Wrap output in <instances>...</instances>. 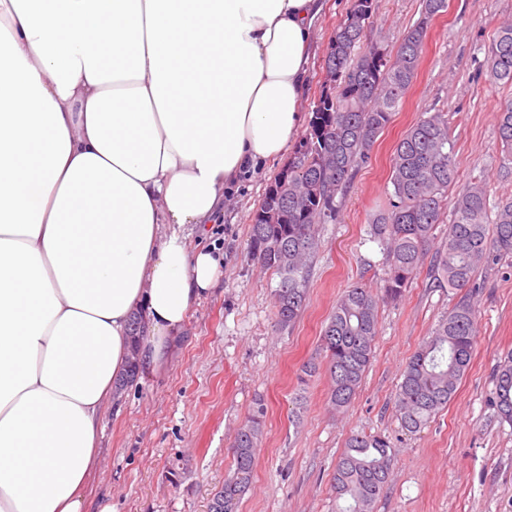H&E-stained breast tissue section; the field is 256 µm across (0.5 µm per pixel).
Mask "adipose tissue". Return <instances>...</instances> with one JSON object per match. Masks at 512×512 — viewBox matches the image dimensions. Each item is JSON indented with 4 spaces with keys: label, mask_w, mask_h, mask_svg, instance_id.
Returning <instances> with one entry per match:
<instances>
[{
    "label": "adipose tissue",
    "mask_w": 512,
    "mask_h": 512,
    "mask_svg": "<svg viewBox=\"0 0 512 512\" xmlns=\"http://www.w3.org/2000/svg\"><path fill=\"white\" fill-rule=\"evenodd\" d=\"M321 0H0V512H88L129 354L220 259L185 224L300 132Z\"/></svg>",
    "instance_id": "1"
}]
</instances>
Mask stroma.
Wrapping results in <instances>:
<instances>
[{"mask_svg": "<svg viewBox=\"0 0 512 512\" xmlns=\"http://www.w3.org/2000/svg\"><path fill=\"white\" fill-rule=\"evenodd\" d=\"M348 0H325L315 25L305 107L322 84V59ZM373 32L398 44L420 16L422 0H374ZM512 22V0H448L432 22L419 74L371 161L354 176L336 221L320 227L309 300L295 324L279 330L272 291L278 277L249 256L252 217L286 159L244 177L224 202L221 224L188 225L193 244L223 258L220 279L191 311L181 336L154 370L140 371L102 410L99 465L85 498L115 512H208L233 468L230 448L255 397L267 417L254 483L241 512H336L330 481L347 438L388 436L392 475L374 512H512V425L489 399L497 360L512 349V257H495L474 282L477 345L448 406L420 432L403 430L394 397L419 343L461 298L436 288L421 269L404 297L381 305L374 356L352 405L332 413L328 383L299 385L301 366L319 354L337 298L356 282L383 284V255L366 233L388 204L389 160L403 132L427 109L447 112L457 179L449 190L486 182L492 198H512V157L497 139L498 110L512 85L488 79L485 49ZM303 397L300 421L290 412Z\"/></svg>", "mask_w": 512, "mask_h": 512, "instance_id": "1", "label": "stroma"}]
</instances>
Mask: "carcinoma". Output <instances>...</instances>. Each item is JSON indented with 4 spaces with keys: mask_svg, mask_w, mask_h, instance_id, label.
Masks as SVG:
<instances>
[{
    "mask_svg": "<svg viewBox=\"0 0 512 512\" xmlns=\"http://www.w3.org/2000/svg\"><path fill=\"white\" fill-rule=\"evenodd\" d=\"M447 7V0H423L420 17L391 61L377 55L384 39L370 40L366 33L373 0H349L327 47L333 91L313 102L307 133L270 184L251 224L252 260L279 278L273 298L280 329L292 326L306 306L318 226L336 219L354 174L369 163L377 138L417 79L432 20ZM485 69L490 80L512 84V23L501 26L488 45ZM498 138L511 153L512 103L500 109ZM454 155L448 114L440 109L423 112L394 148L389 207L369 224L371 241L382 250L384 286L375 291L356 283L346 289L320 336L328 403L337 413L348 409L371 363L380 304L401 299L424 264L437 287L461 290L491 255H512V198L490 203L481 181L467 184L454 199L448 233L434 242V227L448 207V186L456 179ZM476 336V313L468 299L431 329L402 371L394 405L403 430L420 431L448 405L469 368ZM490 403L501 420L512 423L511 350L499 357ZM265 417L259 398L235 434L234 469L213 494L208 512H240L253 481ZM393 458L387 437L351 434L331 480L336 512H372L388 486Z\"/></svg>",
    "mask_w": 512,
    "mask_h": 512,
    "instance_id": "carcinoma-1",
    "label": "carcinoma"
}]
</instances>
